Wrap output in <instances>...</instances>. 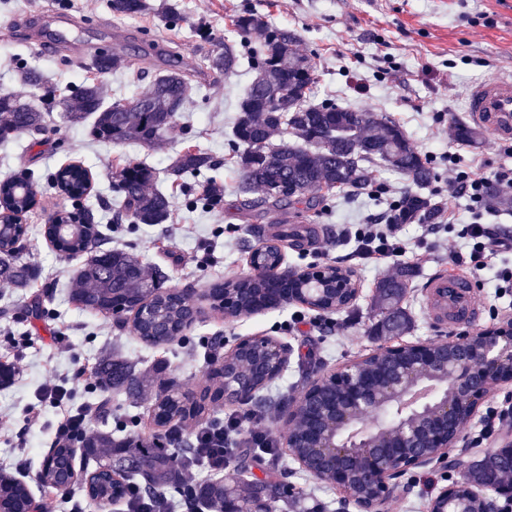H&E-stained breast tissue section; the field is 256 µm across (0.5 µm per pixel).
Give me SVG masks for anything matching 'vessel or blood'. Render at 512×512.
Returning <instances> with one entry per match:
<instances>
[{
  "label": "vessel or blood",
  "instance_id": "obj_1",
  "mask_svg": "<svg viewBox=\"0 0 512 512\" xmlns=\"http://www.w3.org/2000/svg\"><path fill=\"white\" fill-rule=\"evenodd\" d=\"M466 116L500 140L512 139V76L493 72L468 93ZM425 309L440 326L477 322L479 313L467 278L457 270H441L422 286Z\"/></svg>",
  "mask_w": 512,
  "mask_h": 512
}]
</instances>
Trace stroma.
<instances>
[{
	"label": "stroma",
	"mask_w": 512,
	"mask_h": 512,
	"mask_svg": "<svg viewBox=\"0 0 512 512\" xmlns=\"http://www.w3.org/2000/svg\"><path fill=\"white\" fill-rule=\"evenodd\" d=\"M46 2L0 0V89L22 101L42 104L38 91L18 81L17 65L39 70L56 97L68 96L89 74L88 58L80 50L86 43L144 55L146 76L138 80L140 89L148 88L152 76L165 72L172 54L194 79L176 131L152 146L115 147L93 140L88 127L68 126L56 111L43 134L0 146V181L25 172L33 175L39 190L35 208L22 218L27 233L21 257L39 268L40 277L24 290L0 281V361L20 365L14 381L0 386V413L13 422L9 439L0 438V464L10 465L15 452H22L26 466L13 476L28 486L33 503L50 502L57 512H66V501L72 497L80 500L83 512H99L80 488L65 492L39 478L43 460L55 445L56 420L54 408L41 401L40 390L52 376L72 389L73 405L97 403L104 392L92 374L77 381L72 375L80 366L96 364L103 354L117 355L139 370L174 381L180 391L197 395L208 384L207 342L220 339L228 351L241 338L270 336L292 350L286 370L267 390L273 396L301 387L303 378L330 373L395 341L445 340V333L429 323L419 288L430 274L447 266L458 240L447 229L431 232L418 222L407 225L404 236L427 242L431 256L400 265L354 268L358 294L347 309L323 313L293 301L228 318L212 307L206 297L212 284L250 276L252 248L272 235H282L285 261L292 268L308 271L334 264L350 250L339 235L342 225L385 213L396 192L410 193L414 186L379 163L372 168L371 183L386 185L382 194L336 190L323 193L312 205L244 207L231 130L252 74L243 65L230 77H215L205 73L203 62L215 46L233 39L230 20L242 10L263 15L270 26L293 31L300 52L317 68L310 103L331 101L392 119L432 162L435 178L425 195L437 209L455 214L463 223L471 218L467 197L437 192L447 177L441 156L451 151L488 168L512 167V154L502 153L491 133H484L476 144L461 142L451 133L464 120L469 88L490 70L512 72V0H178L182 21L175 27L153 15L113 17L107 0H64L78 26L80 47L70 53L41 50L24 32L26 17ZM440 113L447 116L441 129L434 125ZM190 146L211 153L220 163L212 173L224 184V200L218 205L196 203L197 179L170 173L178 153ZM129 158L144 160L159 172L158 187L173 202L165 223L113 222L119 197L112 174ZM72 163L83 164L93 176L89 196L78 204L50 182L55 171ZM103 200L108 208H100ZM81 205L97 209V229L107 247L133 251L147 267L162 269L166 287L187 294L198 307L197 320L180 341L168 347L146 346L117 330L111 320L74 305L73 271L82 259L59 255L44 238L42 226L47 216L72 213ZM204 253L211 257L205 269L181 262L182 257ZM401 276L408 281L401 305L411 324L392 337L381 328L389 309L378 300L377 284ZM469 279L482 305L478 329L512 321V293L499 295L487 271L470 273ZM34 409L40 411L42 424L33 428L27 416ZM275 468L288 488L275 512H358L332 484L315 479L292 458ZM461 475V469L449 468L447 461L408 469L396 481L388 512H430L438 491Z\"/></svg>",
	"instance_id": "35a3bbf8"
}]
</instances>
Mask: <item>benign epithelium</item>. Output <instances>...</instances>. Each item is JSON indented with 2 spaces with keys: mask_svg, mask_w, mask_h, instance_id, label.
Returning <instances> with one entry per match:
<instances>
[{
  "mask_svg": "<svg viewBox=\"0 0 512 512\" xmlns=\"http://www.w3.org/2000/svg\"><path fill=\"white\" fill-rule=\"evenodd\" d=\"M272 374L288 366L289 347L264 337ZM257 369H239L224 377V400L251 402L258 386ZM512 382V322L448 341H423L381 346L365 359L310 382L282 417L286 447H294L301 424L316 433L312 456L299 465L350 497L361 512L384 506L391 482L410 467H423L445 458L462 438L485 397L497 386ZM339 391L332 407L316 402L323 386ZM435 389L429 399L415 404L391 421L387 412L420 389ZM375 491L374 506L351 495L352 479ZM484 499L469 487L467 476L443 489L433 503L445 512L458 495Z\"/></svg>",
  "mask_w": 512,
  "mask_h": 512,
  "instance_id": "1",
  "label": "benign epithelium"
}]
</instances>
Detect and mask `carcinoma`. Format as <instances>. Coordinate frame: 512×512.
Returning a JSON list of instances; mask_svg holds the SVG:
<instances>
[{"label": "carcinoma", "mask_w": 512, "mask_h": 512, "mask_svg": "<svg viewBox=\"0 0 512 512\" xmlns=\"http://www.w3.org/2000/svg\"><path fill=\"white\" fill-rule=\"evenodd\" d=\"M117 18L142 15L153 11L169 24L181 20L173 0H108ZM233 32L248 43V65L253 78L238 104V116L231 136L236 165L241 174L239 193L248 196L247 206L268 203L280 206L301 201L322 190L359 192L369 182V166L381 161L406 176L423 189L433 180V168L418 153L403 131L393 122L373 112L341 108L331 102L308 103L315 83V70L307 57L296 48V35L274 28L264 16L243 11L233 16ZM206 69L228 75L241 64V55L232 42L206 57ZM131 62L118 52L102 51L89 62L94 78L85 81L70 98L59 104L66 121L72 126L90 123L94 139L120 146L129 142L152 145L178 126L179 112L187 102L190 83L183 71L171 65L166 73L155 77L151 87L139 97L116 99L106 103L102 78ZM19 80L36 89L47 88L42 73L26 66L17 71ZM46 113L22 102L13 93L0 92V142L44 130ZM283 137L279 144L274 136ZM293 141L286 140V137ZM217 160L201 149H187L178 154L172 172L177 177L200 175L217 167ZM156 179L155 170L141 161H126L115 173L117 193L122 199L113 221L132 224H163L171 208L170 197L160 191L150 192L148 185ZM89 170L72 164L58 169L51 178L54 187L72 200L86 194ZM34 179L15 177L0 184V280L16 288H30L39 278L38 268L21 259L25 229L20 218L36 204ZM224 196V185L214 181L198 186L197 201L215 205ZM489 206L512 211V197L487 189ZM404 208L420 217L432 211L431 199L409 194ZM97 216L91 208L68 215L61 222L45 225V235L63 256L88 252L90 257L74 271V300L86 312L112 318L116 328L129 329L145 345L171 344L190 328L192 308L179 293L165 287L164 278L154 275L140 258L121 249L103 248V238L96 230ZM261 260L273 268L281 260V245L266 241ZM279 284L265 280L217 282L212 292L229 297L240 314L249 313L267 289ZM213 386L195 402L188 404L175 394L157 395L149 403V415L156 430L151 437L121 438L108 429L90 431L74 443L58 445L52 452L58 466L50 476L40 480L57 489L72 485L85 487L90 499L120 500L132 481L155 491L180 481V469L202 465L195 450L173 438L161 441L181 428L184 422L205 425L214 421L209 409L224 400V358L210 364ZM100 388L116 399L138 404L143 401V380L134 367L110 354L101 356L93 369ZM94 466L91 472L77 473L75 458ZM450 466H461L453 459ZM465 466V465H463ZM471 486L479 487L486 476L496 470L512 471L508 455L489 456L479 464L465 466ZM195 494L215 512H251L252 501L265 502L267 512L280 495L274 474L256 488L251 496H241L226 478H212ZM32 504L26 484L0 474V512H28Z\"/></svg>", "instance_id": "carcinoma-1"}]
</instances>
